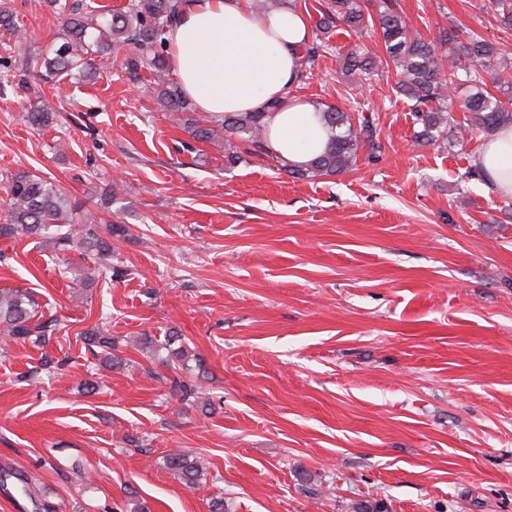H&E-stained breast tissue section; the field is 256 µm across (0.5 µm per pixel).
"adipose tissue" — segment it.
I'll return each mask as SVG.
<instances>
[{
  "label": "adipose tissue",
  "instance_id": "adipose-tissue-1",
  "mask_svg": "<svg viewBox=\"0 0 512 512\" xmlns=\"http://www.w3.org/2000/svg\"><path fill=\"white\" fill-rule=\"evenodd\" d=\"M312 35L291 7L256 10L252 0H186L167 36L173 76L198 111L212 120L232 112L267 115V147L298 167L329 141L318 106L292 92L297 60ZM476 164L489 193L512 198V125L483 144Z\"/></svg>",
  "mask_w": 512,
  "mask_h": 512
}]
</instances>
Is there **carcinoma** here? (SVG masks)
<instances>
[{
  "label": "carcinoma",
  "mask_w": 512,
  "mask_h": 512,
  "mask_svg": "<svg viewBox=\"0 0 512 512\" xmlns=\"http://www.w3.org/2000/svg\"><path fill=\"white\" fill-rule=\"evenodd\" d=\"M48 6L61 16L62 42L54 45L44 56L37 76L52 82L75 71L94 74L97 59L112 58V63L129 76L138 78L147 73L155 84L156 102L172 113L175 121L184 126L198 142L215 144L224 141V158L231 164L245 155H267L266 122L259 112H239L224 115L220 122L203 116L182 94L177 82L170 78L166 43L167 30L179 15L184 0H129L119 12L100 17H89L79 5L63 0H46ZM498 22L512 28V0H492ZM359 32L377 30L385 50V63L393 67L397 81L396 94L411 102L414 142L419 145L448 143V132H453L455 143L478 129L493 132L512 122V76L507 74L508 62L502 59L500 49L491 41L472 32L464 38L452 35L444 41L431 40L414 29L399 0H323L312 27V37L302 49L299 79L312 75L315 63L325 48V35L339 27ZM19 23L7 0H0V41L9 44L20 41ZM130 45L132 50L119 56V49ZM343 74L356 83L369 81L378 69L376 51L364 45H355L340 57ZM470 84L471 93L462 104L466 112L464 123L451 117L454 93L459 73ZM494 84L497 93L489 90ZM323 123L332 131L327 147L306 164L282 169L289 176L307 181L338 176L352 171L358 165L361 147L375 146L376 127L367 115L352 118L351 113L335 106L320 112ZM25 118L36 127L52 123V113L29 103ZM81 206L67 196L55 183L29 172H18L9 179V199L5 216L0 221V238L18 240L40 236L58 251L78 243L92 253L95 266H85L77 273L84 287L93 285L96 277H116L120 271L110 264L112 243L109 238L127 234L124 224H108V237L99 233L98 225L85 223L75 228V218ZM38 303L24 288L0 291V334L13 341H26L34 336L42 344L52 339L56 330L50 319L35 320ZM80 340L99 365L106 368L121 363L115 354L116 341L96 324L79 334ZM142 346L154 356L166 351L161 361L168 367L189 372L196 355L184 345L162 346L148 336L141 338ZM163 463L183 485L193 488L200 483L204 470L200 463L182 449H172ZM16 481L27 496L35 512H56L49 502L35 494L31 477L16 467L0 468V484Z\"/></svg>",
  "instance_id": "cac0c4a2"
}]
</instances>
